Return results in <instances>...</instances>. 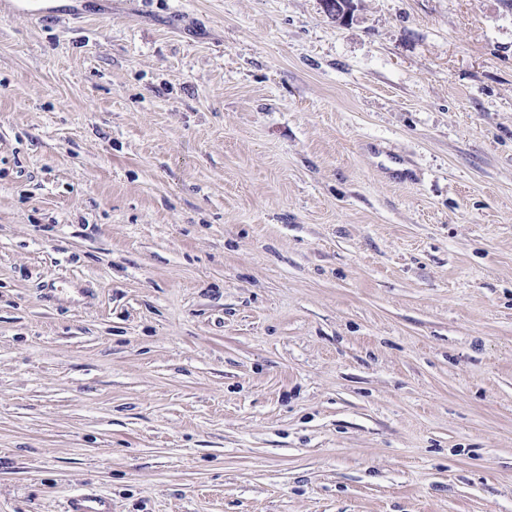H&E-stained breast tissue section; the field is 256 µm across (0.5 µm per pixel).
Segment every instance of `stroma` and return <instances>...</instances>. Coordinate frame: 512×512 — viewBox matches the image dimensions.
<instances>
[{
	"label": "stroma",
	"instance_id": "stroma-1",
	"mask_svg": "<svg viewBox=\"0 0 512 512\" xmlns=\"http://www.w3.org/2000/svg\"><path fill=\"white\" fill-rule=\"evenodd\" d=\"M77 493L512 512L505 0L0 13V512Z\"/></svg>",
	"mask_w": 512,
	"mask_h": 512
}]
</instances>
